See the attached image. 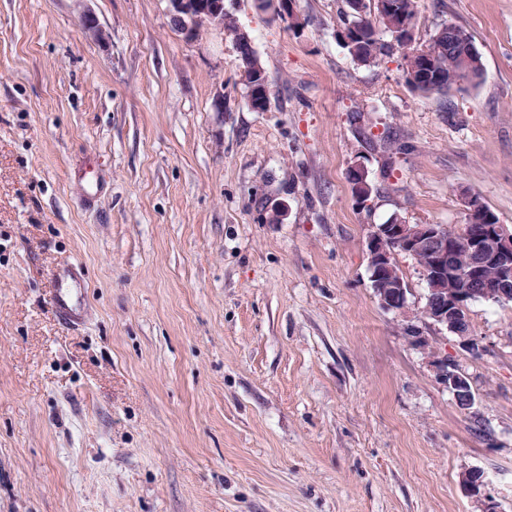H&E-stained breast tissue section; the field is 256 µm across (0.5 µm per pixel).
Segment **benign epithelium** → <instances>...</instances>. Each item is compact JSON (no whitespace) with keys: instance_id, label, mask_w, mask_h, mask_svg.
Here are the masks:
<instances>
[{"instance_id":"1","label":"benign epithelium","mask_w":512,"mask_h":512,"mask_svg":"<svg viewBox=\"0 0 512 512\" xmlns=\"http://www.w3.org/2000/svg\"><path fill=\"white\" fill-rule=\"evenodd\" d=\"M255 3L273 20L286 21L296 14L293 0H255ZM169 4L172 16L180 21V29L188 37L197 34L198 23L224 26V0H169ZM448 49L464 57L477 53L474 45L452 31L448 32ZM267 99V80L257 74L250 83L249 105L259 112L266 106ZM348 180L356 198L371 195L364 168L352 167ZM475 201L474 196L467 199L468 222L452 232L442 224H404L397 220L376 224L368 235L366 251L370 286L384 310L409 322L417 320L426 327L445 329L457 336L463 348L477 355L482 345L472 332L469 315L475 285L483 270L492 267L497 272V280L487 296L495 303L512 302V229L483 218L484 210L478 208ZM460 237L470 257L465 271L458 269L454 260ZM398 251L410 258L419 252L428 256L429 265L421 271L429 287L424 305L415 314L409 311V289L397 270L395 254ZM433 362L440 384L448 388L457 405L471 408L475 397L469 377L446 357H436ZM462 485L471 496L488 498L482 470L465 471Z\"/></svg>"}]
</instances>
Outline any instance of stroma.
Here are the masks:
<instances>
[{
	"mask_svg": "<svg viewBox=\"0 0 512 512\" xmlns=\"http://www.w3.org/2000/svg\"><path fill=\"white\" fill-rule=\"evenodd\" d=\"M343 7L224 0L256 112L232 35L168 0H0V512H483L470 468L512 512V304L472 303L471 355L407 333L366 255L376 224L459 229L468 194L512 227V0H420L416 46L453 21L482 55L444 95L354 61ZM257 7L272 20L288 22L296 14L295 1L288 0H255ZM433 362L440 384L448 388L459 407L470 409L475 397L469 377L456 364L448 363V357H434Z\"/></svg>",
	"mask_w": 512,
	"mask_h": 512,
	"instance_id": "obj_1",
	"label": "stroma"
}]
</instances>
